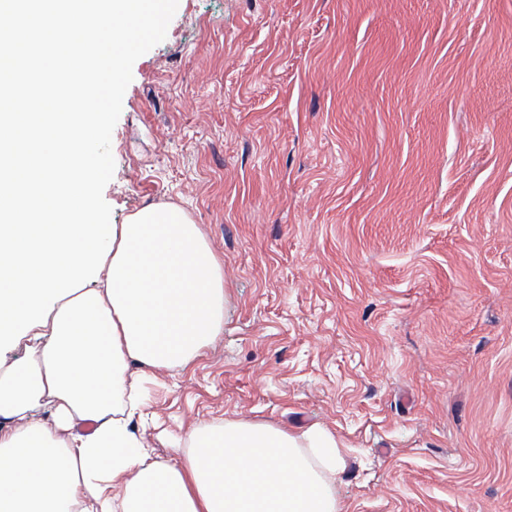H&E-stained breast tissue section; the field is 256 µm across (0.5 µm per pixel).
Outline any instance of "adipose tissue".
I'll list each match as a JSON object with an SVG mask.
<instances>
[{
    "label": "adipose tissue",
    "instance_id": "ef3b65f1",
    "mask_svg": "<svg viewBox=\"0 0 512 512\" xmlns=\"http://www.w3.org/2000/svg\"><path fill=\"white\" fill-rule=\"evenodd\" d=\"M223 331V262L191 215L155 203L118 225L98 281L21 338L26 358L0 361V512H340L324 429L196 425L174 461L144 442L130 364L186 365Z\"/></svg>",
    "mask_w": 512,
    "mask_h": 512
}]
</instances>
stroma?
I'll return each mask as SVG.
<instances>
[{"mask_svg": "<svg viewBox=\"0 0 512 512\" xmlns=\"http://www.w3.org/2000/svg\"><path fill=\"white\" fill-rule=\"evenodd\" d=\"M132 73L111 221L179 204L224 261L157 455L319 426L340 512H512V0H179Z\"/></svg>", "mask_w": 512, "mask_h": 512, "instance_id": "stroma-1", "label": "stroma"}]
</instances>
